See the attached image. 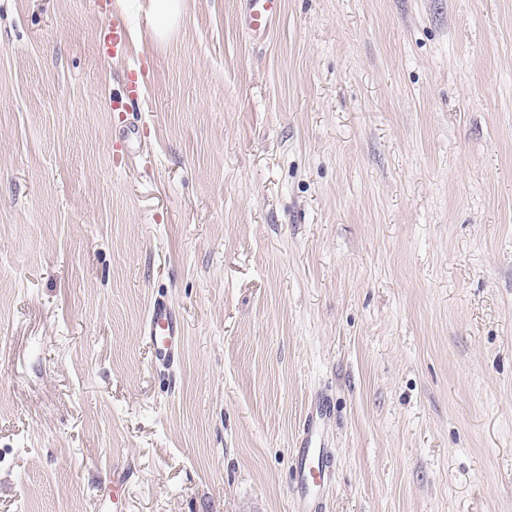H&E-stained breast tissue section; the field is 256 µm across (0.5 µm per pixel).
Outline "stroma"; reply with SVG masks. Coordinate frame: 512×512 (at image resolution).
I'll list each match as a JSON object with an SVG mask.
<instances>
[{
  "mask_svg": "<svg viewBox=\"0 0 512 512\" xmlns=\"http://www.w3.org/2000/svg\"><path fill=\"white\" fill-rule=\"evenodd\" d=\"M149 6L0 0V512H512V0ZM150 4L153 24L149 35L161 38L180 17L184 0H151ZM245 25L253 38H263L271 31L281 12V0H246ZM160 365L172 366L181 356L184 327L173 307L163 300L150 306L141 329ZM312 444L309 429H304V436L301 438L295 450V473L298 493L297 512H309L308 509H312L314 506L313 502L308 498V488L311 481H314L316 476L312 467L309 466V463L311 458L318 453V470H320V463L323 461L325 450L324 448H313Z\"/></svg>",
  "mask_w": 512,
  "mask_h": 512,
  "instance_id": "stroma-1",
  "label": "stroma"
}]
</instances>
